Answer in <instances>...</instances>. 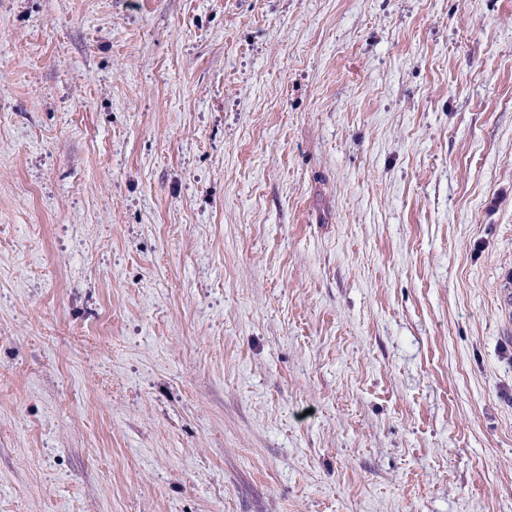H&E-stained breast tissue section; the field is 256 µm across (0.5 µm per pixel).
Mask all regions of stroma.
<instances>
[{"instance_id": "obj_1", "label": "stroma", "mask_w": 512, "mask_h": 512, "mask_svg": "<svg viewBox=\"0 0 512 512\" xmlns=\"http://www.w3.org/2000/svg\"><path fill=\"white\" fill-rule=\"evenodd\" d=\"M512 0H0V512H512Z\"/></svg>"}]
</instances>
